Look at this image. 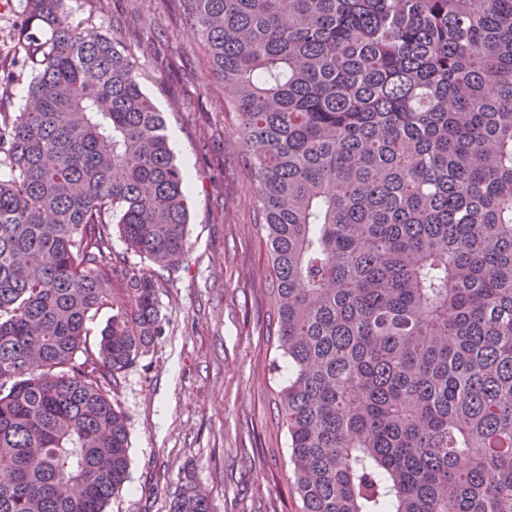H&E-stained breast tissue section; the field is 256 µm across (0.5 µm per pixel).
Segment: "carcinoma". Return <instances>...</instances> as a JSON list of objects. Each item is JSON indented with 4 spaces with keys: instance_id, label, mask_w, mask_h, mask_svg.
Wrapping results in <instances>:
<instances>
[{
    "instance_id": "obj_1",
    "label": "carcinoma",
    "mask_w": 512,
    "mask_h": 512,
    "mask_svg": "<svg viewBox=\"0 0 512 512\" xmlns=\"http://www.w3.org/2000/svg\"><path fill=\"white\" fill-rule=\"evenodd\" d=\"M62 2L27 0L33 76L0 112V512H107L112 389L163 334L112 227L168 273L189 249L164 113ZM167 2L245 155L301 512H512V0Z\"/></svg>"
}]
</instances>
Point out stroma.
I'll use <instances>...</instances> for the list:
<instances>
[{"instance_id": "stroma-1", "label": "stroma", "mask_w": 512, "mask_h": 512, "mask_svg": "<svg viewBox=\"0 0 512 512\" xmlns=\"http://www.w3.org/2000/svg\"><path fill=\"white\" fill-rule=\"evenodd\" d=\"M26 0H0V112L19 111ZM70 21L113 37L165 112L187 171L189 251L156 281L164 334L112 395L127 420L129 479L109 512H170L197 489L213 512H300L289 494L276 393L288 369L265 338L273 317L266 252L245 158L232 144L224 84L197 30L165 0H64Z\"/></svg>"}]
</instances>
